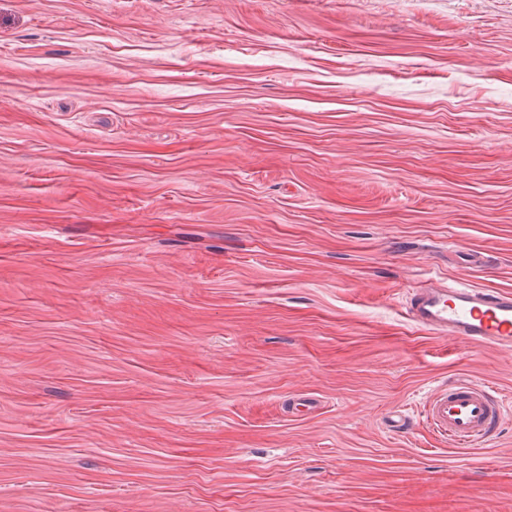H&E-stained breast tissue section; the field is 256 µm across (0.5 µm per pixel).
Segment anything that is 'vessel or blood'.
<instances>
[{
  "label": "vessel or blood",
  "mask_w": 512,
  "mask_h": 512,
  "mask_svg": "<svg viewBox=\"0 0 512 512\" xmlns=\"http://www.w3.org/2000/svg\"><path fill=\"white\" fill-rule=\"evenodd\" d=\"M405 313L433 334L480 347L512 349L511 292L429 282L411 290ZM421 420L454 444L470 446L495 435L502 421L501 401L488 386L454 382L430 394Z\"/></svg>",
  "instance_id": "vessel-or-blood-1"
}]
</instances>
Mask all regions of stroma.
I'll return each mask as SVG.
<instances>
[{
    "label": "stroma",
    "mask_w": 512,
    "mask_h": 512,
    "mask_svg": "<svg viewBox=\"0 0 512 512\" xmlns=\"http://www.w3.org/2000/svg\"><path fill=\"white\" fill-rule=\"evenodd\" d=\"M431 277L512 291V0H0V512H512ZM420 417L439 436L457 446H471L495 435L502 421V406L488 386L454 382L430 394Z\"/></svg>",
    "instance_id": "stroma-1"
}]
</instances>
